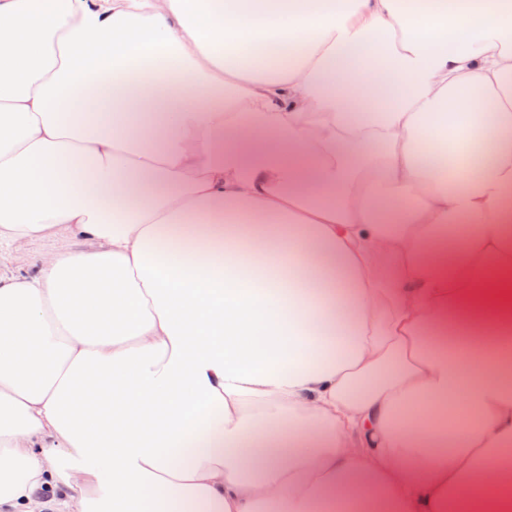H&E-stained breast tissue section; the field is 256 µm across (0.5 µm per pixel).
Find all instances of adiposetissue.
Here are the masks:
<instances>
[{
  "label": "adipose tissue",
  "instance_id": "1",
  "mask_svg": "<svg viewBox=\"0 0 512 512\" xmlns=\"http://www.w3.org/2000/svg\"><path fill=\"white\" fill-rule=\"evenodd\" d=\"M511 469L512 0H0V512Z\"/></svg>",
  "mask_w": 512,
  "mask_h": 512
}]
</instances>
